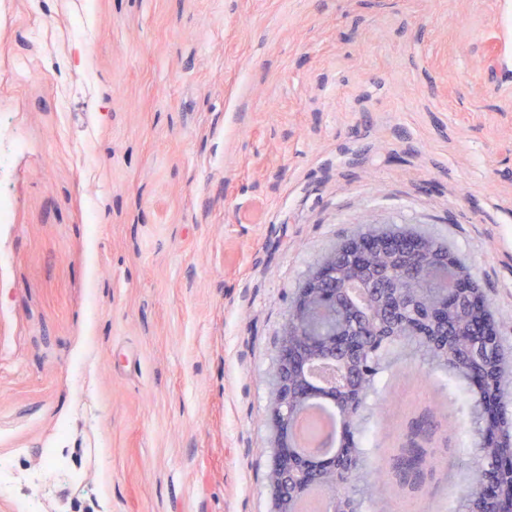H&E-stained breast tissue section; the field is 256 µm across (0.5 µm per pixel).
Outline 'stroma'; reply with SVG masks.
I'll return each instance as SVG.
<instances>
[{"mask_svg":"<svg viewBox=\"0 0 512 512\" xmlns=\"http://www.w3.org/2000/svg\"><path fill=\"white\" fill-rule=\"evenodd\" d=\"M0 195V512H271L279 339L369 226L471 269L512 410V0H0ZM413 378L370 447L464 446ZM336 264V271L335 268ZM338 265L336 262V254L323 258L319 265L309 275V279L305 289H299L295 299V313H298L305 307V301L307 299L304 292L319 291L324 283L330 280V278L336 279V272L338 271Z\"/></svg>","mask_w":512,"mask_h":512,"instance_id":"1","label":"stroma"}]
</instances>
